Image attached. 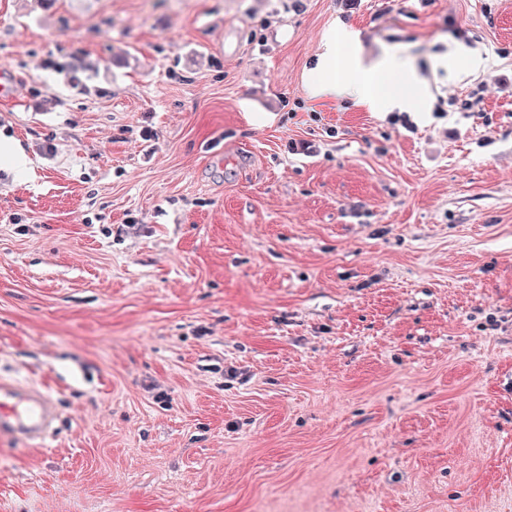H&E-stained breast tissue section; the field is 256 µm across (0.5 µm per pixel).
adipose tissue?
Returning <instances> with one entry per match:
<instances>
[{
    "label": "adipose tissue",
    "instance_id": "ef3b65f1",
    "mask_svg": "<svg viewBox=\"0 0 512 512\" xmlns=\"http://www.w3.org/2000/svg\"><path fill=\"white\" fill-rule=\"evenodd\" d=\"M310 75L312 96L343 95L371 112L416 110L424 98L423 82L414 68L393 54L365 61L359 38L349 29L327 34Z\"/></svg>",
    "mask_w": 512,
    "mask_h": 512
}]
</instances>
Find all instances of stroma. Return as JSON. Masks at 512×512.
<instances>
[{"instance_id":"obj_1","label":"stroma","mask_w":512,"mask_h":512,"mask_svg":"<svg viewBox=\"0 0 512 512\" xmlns=\"http://www.w3.org/2000/svg\"><path fill=\"white\" fill-rule=\"evenodd\" d=\"M335 26L428 111L313 99ZM1 63L0 380L60 419L0 512H512V0H0ZM1 162L18 171H25L28 166L26 156L16 147L12 139L8 137L2 139L0 134V164Z\"/></svg>"}]
</instances>
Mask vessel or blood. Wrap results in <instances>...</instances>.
<instances>
[{"label": "vessel or blood", "instance_id": "vessel-or-blood-1", "mask_svg": "<svg viewBox=\"0 0 512 512\" xmlns=\"http://www.w3.org/2000/svg\"><path fill=\"white\" fill-rule=\"evenodd\" d=\"M57 419L54 401L31 386L0 383V434L45 443Z\"/></svg>", "mask_w": 512, "mask_h": 512}]
</instances>
